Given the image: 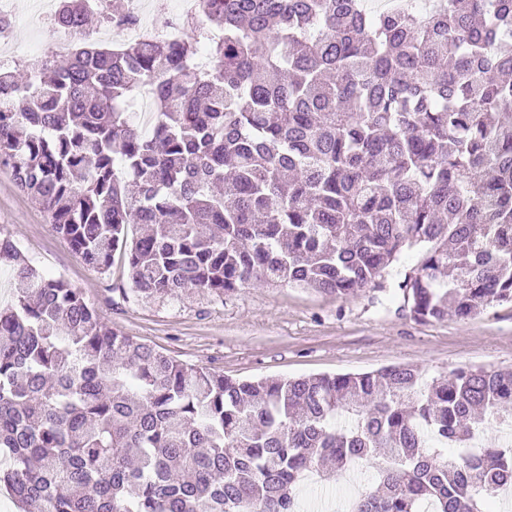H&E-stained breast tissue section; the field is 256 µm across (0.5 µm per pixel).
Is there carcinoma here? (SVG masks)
<instances>
[{"mask_svg":"<svg viewBox=\"0 0 512 512\" xmlns=\"http://www.w3.org/2000/svg\"><path fill=\"white\" fill-rule=\"evenodd\" d=\"M407 2L198 0L175 43L0 67V169L136 293L346 299L415 249L396 281L413 319L512 303V0ZM98 11L57 0L55 23L78 36ZM1 261L0 488L20 512H298L303 472L376 456L350 512H490L512 486V446L487 435L512 423V371L231 379L112 330L7 234Z\"/></svg>","mask_w":512,"mask_h":512,"instance_id":"obj_1","label":"carcinoma"}]
</instances>
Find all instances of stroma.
Listing matches in <instances>:
<instances>
[{"label": "stroma", "mask_w": 512, "mask_h": 512, "mask_svg": "<svg viewBox=\"0 0 512 512\" xmlns=\"http://www.w3.org/2000/svg\"><path fill=\"white\" fill-rule=\"evenodd\" d=\"M0 231L42 272L64 276L120 334L177 360L233 379L367 372L392 364L425 378L459 367L512 369V304L466 320L418 322L402 310L394 283L414 266L405 251L385 290L346 299L311 288L246 284L217 295L190 291L146 296L132 291L126 268L102 273L83 264L47 215L0 169Z\"/></svg>", "instance_id": "stroma-1"}]
</instances>
